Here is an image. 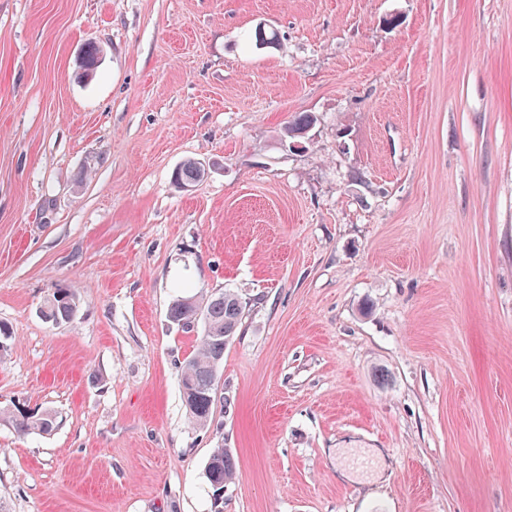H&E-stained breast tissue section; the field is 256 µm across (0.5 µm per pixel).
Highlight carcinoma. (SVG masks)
Masks as SVG:
<instances>
[{
    "instance_id": "carcinoma-1",
    "label": "carcinoma",
    "mask_w": 512,
    "mask_h": 512,
    "mask_svg": "<svg viewBox=\"0 0 512 512\" xmlns=\"http://www.w3.org/2000/svg\"><path fill=\"white\" fill-rule=\"evenodd\" d=\"M176 186L195 185L204 179L202 170L193 158L183 160L172 173ZM192 306L185 305V298L174 300L169 309V319L187 329L197 318L204 320V333L184 367L181 389L189 416L197 425H206L213 416L217 397V364L224 359V339L234 335L242 323L246 304L230 291L207 293L201 291L189 296ZM76 310V296L71 289L59 285L49 294L42 317L55 325L69 321ZM0 421L12 425L20 435L52 433L59 424L57 413L45 410L30 413L19 408H0ZM236 475L233 454L227 448H215L206 464V477L211 488L210 512H224V487Z\"/></svg>"
}]
</instances>
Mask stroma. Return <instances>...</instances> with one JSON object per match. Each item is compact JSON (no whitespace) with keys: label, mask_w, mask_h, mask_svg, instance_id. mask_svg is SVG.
Here are the masks:
<instances>
[{"label":"stroma","mask_w":512,"mask_h":512,"mask_svg":"<svg viewBox=\"0 0 512 512\" xmlns=\"http://www.w3.org/2000/svg\"><path fill=\"white\" fill-rule=\"evenodd\" d=\"M0 326V512H512V0H0ZM201 169L205 172V177L208 176V169L206 166L197 161ZM197 162L193 158H187L183 160L178 167H176L172 173V179L174 184L181 188V185H195L204 179L202 170L197 166ZM76 307V296L71 289L58 285L49 294L40 312L46 322L57 325L69 321ZM192 300V307L185 305ZM246 304L230 291L195 295L174 300L169 309V319L188 329L194 326L197 317L204 320V333L184 367L181 375V389L189 416L197 425L205 426L213 416L217 397V363L224 359V339L233 338L242 323ZM16 411V412H15ZM0 421L12 425L20 435L51 434L59 424L57 413L53 410H44L41 413H30L20 410L16 406L0 408ZM236 475L233 454L227 448H214L206 464V477L211 488L210 512H224V487Z\"/></svg>","instance_id":"stroma-1"}]
</instances>
